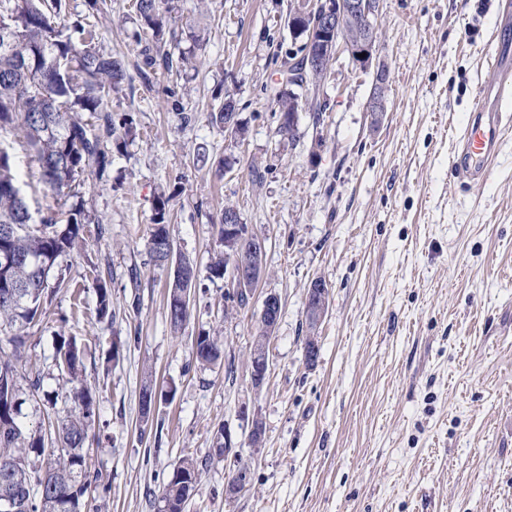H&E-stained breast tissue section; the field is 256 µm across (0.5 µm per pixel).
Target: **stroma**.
I'll return each mask as SVG.
<instances>
[{
	"label": "stroma",
	"instance_id": "1",
	"mask_svg": "<svg viewBox=\"0 0 512 512\" xmlns=\"http://www.w3.org/2000/svg\"><path fill=\"white\" fill-rule=\"evenodd\" d=\"M89 3L63 0L62 14L89 24L97 49L125 58L124 89L105 108L132 134L106 176L87 177L97 221L85 248L62 260L68 289L26 331L27 367L47 392L63 385L57 335L85 349L99 409L86 446L99 485L84 512H158L152 490L182 456H207L225 424L252 483L226 499L229 464L211 461L185 512H512V129L482 184L449 168L479 86L494 80L483 50L502 0H383L382 119L366 110L372 72L342 51L310 87L313 105L291 137L279 131L270 87L300 46L286 23L296 0H178L163 41L150 43L131 0L98 12ZM189 50L196 69L163 67L162 56ZM228 93L246 127L241 142L209 120ZM201 147L202 168L193 164ZM12 155L31 210L56 207L24 147ZM162 192L172 196L170 236L199 268L176 335L168 272L147 247ZM228 204L267 238L265 275L241 309L207 268ZM316 277L329 305L311 367L305 295ZM100 278L112 291L110 322L95 313ZM268 292L282 314L258 390L246 355ZM201 334L223 341L224 364L193 361ZM149 379L176 392L144 433L139 392ZM243 405L264 422L261 448L245 443Z\"/></svg>",
	"mask_w": 512,
	"mask_h": 512
}]
</instances>
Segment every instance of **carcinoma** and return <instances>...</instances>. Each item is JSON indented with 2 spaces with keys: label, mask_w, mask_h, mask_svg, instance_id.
Masks as SVG:
<instances>
[{
  "label": "carcinoma",
  "mask_w": 512,
  "mask_h": 512,
  "mask_svg": "<svg viewBox=\"0 0 512 512\" xmlns=\"http://www.w3.org/2000/svg\"><path fill=\"white\" fill-rule=\"evenodd\" d=\"M143 29L155 39L163 36V13L176 9L175 0H134ZM49 0H0V20L13 29L9 47L0 49V134L13 135L26 144L37 163L42 183L53 195L76 202L66 219L48 210L39 222L26 218L28 202L19 197L22 186L13 172L10 144L0 139V493L4 475L17 461L30 467L29 488L19 512H83L89 482L84 445L97 416L96 399L83 384V348L73 337H60L56 361L67 375L69 387L46 399L53 408L62 401L69 416L48 421V430L29 429L22 422V395H39L41 381L23 372L26 364L25 330L46 318L47 303L66 288L64 274L50 282L59 259L82 247L83 226L95 222L85 209L76 184L84 175L102 177L110 164L109 144L120 139L104 102L127 80L125 61L92 45V31L75 25L79 37L60 29ZM55 99L51 112H39L37 100ZM279 131L290 129L288 93L275 100ZM87 112L96 119H83ZM170 198L160 195L155 204L151 241L169 239L166 224ZM25 256L28 262L5 264L3 256ZM196 280L177 279L168 284L167 315L178 333L187 322L185 290ZM96 313L100 320L114 318L112 292L97 279ZM192 355L201 366L224 358L223 345L205 335L195 339ZM208 459L187 454L174 464L163 483L160 498L168 512H184V505L202 477Z\"/></svg>",
  "instance_id": "carcinoma-1"
}]
</instances>
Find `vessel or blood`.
I'll return each mask as SVG.
<instances>
[{
    "label": "vessel or blood",
    "instance_id": "b4317fda",
    "mask_svg": "<svg viewBox=\"0 0 512 512\" xmlns=\"http://www.w3.org/2000/svg\"><path fill=\"white\" fill-rule=\"evenodd\" d=\"M512 28V16L502 15L497 36L486 53L498 78L494 84L482 86L470 119L459 140V148L450 161L452 171L473 181L489 175V165L500 151L506 127L512 126V113L506 105L512 100V40L506 32Z\"/></svg>",
    "mask_w": 512,
    "mask_h": 512
}]
</instances>
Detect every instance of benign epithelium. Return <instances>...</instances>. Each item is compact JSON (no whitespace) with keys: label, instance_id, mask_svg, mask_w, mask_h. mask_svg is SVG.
Returning <instances> with one entry per match:
<instances>
[{"label":"benign epithelium","instance_id":"benign-epithelium-1","mask_svg":"<svg viewBox=\"0 0 512 512\" xmlns=\"http://www.w3.org/2000/svg\"><path fill=\"white\" fill-rule=\"evenodd\" d=\"M381 0H297L289 13L287 24L292 34L302 41L303 51L298 59L299 69L293 65L283 66L272 96L283 91L290 94V103L295 105L291 125H296L298 111L302 110L303 96L296 88H305L317 82L316 72H328L332 61L340 51L349 54L353 63L363 70L374 68L373 93L367 111L373 122H378L386 112L385 91L390 81L388 66L377 59L379 36L377 19ZM365 57H360V54ZM249 252L255 258L251 266L236 262L239 254ZM266 237L243 224L238 209L224 213V275L235 294L247 299L254 297L255 288L265 273ZM328 309V293L322 281H310L306 291L305 313L308 325L319 324ZM280 298L273 292L265 293L259 313V329L250 347L248 362L252 386L259 389L266 380L269 369V345L281 316ZM239 416L248 422L247 440L251 447L262 445L265 428L258 414L248 413L242 408ZM245 484V475L234 471L228 475L224 494L235 498Z\"/></svg>","mask_w":512,"mask_h":512}]
</instances>
